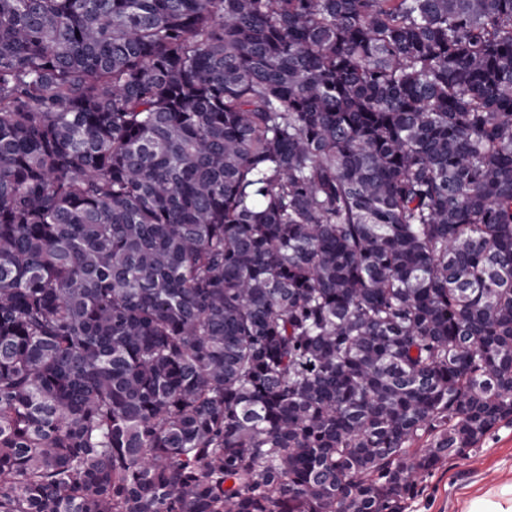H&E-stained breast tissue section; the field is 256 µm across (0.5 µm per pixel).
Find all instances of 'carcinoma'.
Instances as JSON below:
<instances>
[{"label":"carcinoma","instance_id":"carcinoma-1","mask_svg":"<svg viewBox=\"0 0 512 512\" xmlns=\"http://www.w3.org/2000/svg\"><path fill=\"white\" fill-rule=\"evenodd\" d=\"M502 424L512 0H0V512H406Z\"/></svg>","mask_w":512,"mask_h":512}]
</instances>
